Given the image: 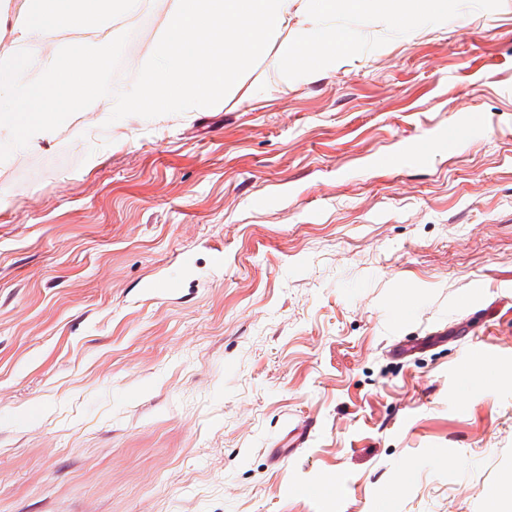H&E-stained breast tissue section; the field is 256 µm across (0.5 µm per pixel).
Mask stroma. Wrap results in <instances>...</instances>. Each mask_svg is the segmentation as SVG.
I'll list each match as a JSON object with an SVG mask.
<instances>
[{"label":"stroma","instance_id":"1","mask_svg":"<svg viewBox=\"0 0 512 512\" xmlns=\"http://www.w3.org/2000/svg\"><path fill=\"white\" fill-rule=\"evenodd\" d=\"M388 38L0 162V512H512V0ZM313 427L314 425L303 423L296 425L289 432L287 430L285 436L275 443L273 448H269V455L273 463H279L286 456L303 448L310 438Z\"/></svg>","mask_w":512,"mask_h":512}]
</instances>
